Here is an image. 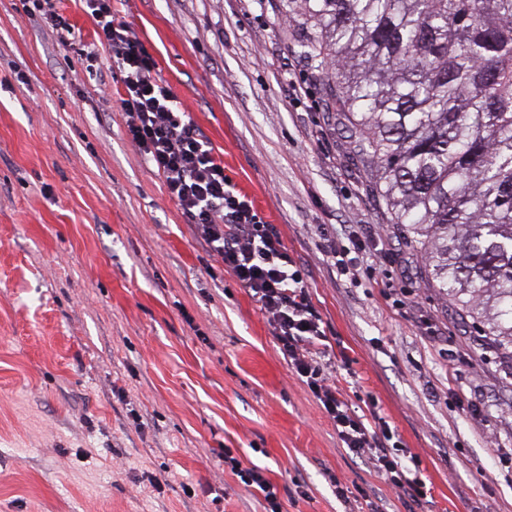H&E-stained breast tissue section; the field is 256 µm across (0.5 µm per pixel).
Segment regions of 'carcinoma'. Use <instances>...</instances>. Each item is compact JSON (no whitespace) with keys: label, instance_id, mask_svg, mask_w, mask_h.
<instances>
[{"label":"carcinoma","instance_id":"cac0c4a2","mask_svg":"<svg viewBox=\"0 0 512 512\" xmlns=\"http://www.w3.org/2000/svg\"><path fill=\"white\" fill-rule=\"evenodd\" d=\"M323 111L428 267L512 347V0H286Z\"/></svg>","mask_w":512,"mask_h":512}]
</instances>
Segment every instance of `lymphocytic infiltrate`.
<instances>
[{"mask_svg":"<svg viewBox=\"0 0 512 512\" xmlns=\"http://www.w3.org/2000/svg\"><path fill=\"white\" fill-rule=\"evenodd\" d=\"M88 2L124 90L121 109L131 142L162 177L200 242L271 317L280 350L333 422L343 447L370 455L397 491L420 493L421 480L407 477L385 446L391 437L387 422L357 414L340 391L321 319L294 257L252 202L235 190L195 123L179 110L171 88L154 77L151 55L116 15L112 0Z\"/></svg>","mask_w":512,"mask_h":512,"instance_id":"1","label":"lymphocytic infiltrate"}]
</instances>
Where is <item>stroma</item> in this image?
Listing matches in <instances>:
<instances>
[{"mask_svg":"<svg viewBox=\"0 0 512 512\" xmlns=\"http://www.w3.org/2000/svg\"><path fill=\"white\" fill-rule=\"evenodd\" d=\"M236 189L294 254L342 389L415 457L398 495L343 448L273 324L131 143L84 0L63 44L0 0V512H512V357L428 282L319 110L279 0H114ZM367 234L353 279L331 247ZM367 489L338 497L337 486ZM227 466L246 487L251 488L255 493H259L264 497L265 502L271 508L269 512H280L279 503L273 484L264 476L257 467H246L235 456L231 450L224 452V467Z\"/></svg>","mask_w":512,"mask_h":512,"instance_id":"35a3bbf8","label":"stroma"}]
</instances>
